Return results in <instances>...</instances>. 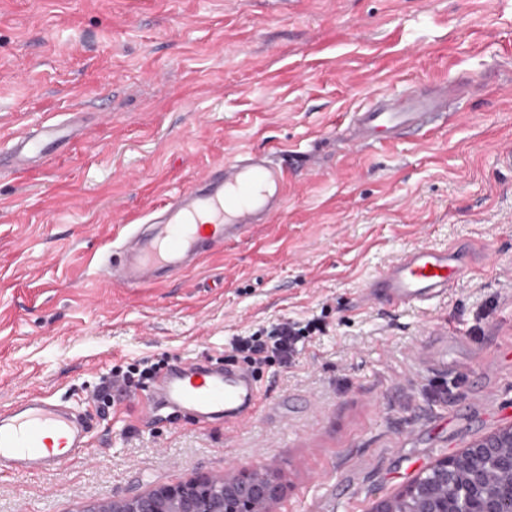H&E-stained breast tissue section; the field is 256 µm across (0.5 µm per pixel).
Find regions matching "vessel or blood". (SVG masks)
Here are the masks:
<instances>
[{"instance_id":"vessel-or-blood-1","label":"vessel or blood","mask_w":512,"mask_h":512,"mask_svg":"<svg viewBox=\"0 0 512 512\" xmlns=\"http://www.w3.org/2000/svg\"><path fill=\"white\" fill-rule=\"evenodd\" d=\"M447 94L422 95L404 89L376 96L348 127V139L359 149L400 136H421L446 120ZM75 127L46 123L13 135L8 161L0 173L26 172L77 136ZM288 171L262 151L248 150L215 164L166 198L161 214L129 233L118 248L119 261L104 268L107 278L130 288L166 282L171 273L195 269L203 257L222 253L228 241L249 228L268 224L285 205ZM471 252L417 247L392 262L364 286L367 295L389 306H410L447 294L457 282ZM149 409L166 405L193 409L200 420L241 423L261 407L248 374L224 372L196 363L168 369L146 396ZM86 430L78 418L41 397L0 413V466L26 474L58 468L65 457L84 450Z\"/></svg>"}]
</instances>
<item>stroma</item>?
I'll return each instance as SVG.
<instances>
[{"mask_svg":"<svg viewBox=\"0 0 512 512\" xmlns=\"http://www.w3.org/2000/svg\"><path fill=\"white\" fill-rule=\"evenodd\" d=\"M455 83L449 122L351 145L378 94ZM81 111L65 152L0 176V410L86 416L62 471L0 472V512H77L261 465L275 512H370L512 423V0H0V149ZM242 150L288 165L282 213L151 288L99 266L132 226ZM475 250L447 296L364 285L416 247ZM316 319L251 371L240 425L94 393L138 364L248 370L234 338Z\"/></svg>","mask_w":512,"mask_h":512,"instance_id":"stroma-1","label":"stroma"}]
</instances>
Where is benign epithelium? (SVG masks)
Returning <instances> with one entry per match:
<instances>
[{
    "instance_id": "benign-epithelium-1",
    "label": "benign epithelium",
    "mask_w": 512,
    "mask_h": 512,
    "mask_svg": "<svg viewBox=\"0 0 512 512\" xmlns=\"http://www.w3.org/2000/svg\"><path fill=\"white\" fill-rule=\"evenodd\" d=\"M461 487L469 491L470 512H512V426L430 465L370 512H459ZM280 496V485L262 468L239 467L224 476L196 474L173 485H150L83 505L78 512H273Z\"/></svg>"
}]
</instances>
